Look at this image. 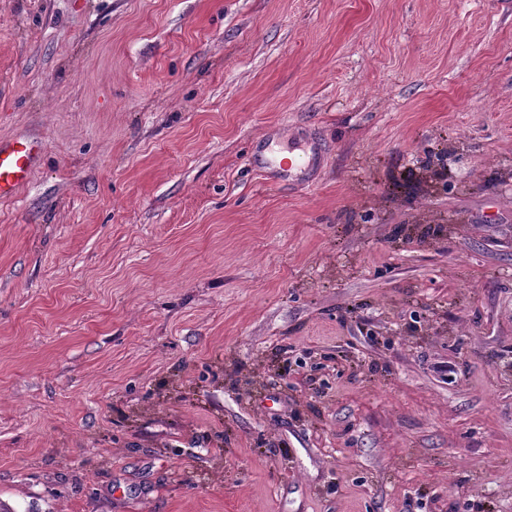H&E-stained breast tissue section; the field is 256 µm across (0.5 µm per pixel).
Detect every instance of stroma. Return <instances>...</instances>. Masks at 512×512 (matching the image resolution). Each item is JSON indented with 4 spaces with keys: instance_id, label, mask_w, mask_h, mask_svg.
<instances>
[{
    "instance_id": "obj_1",
    "label": "stroma",
    "mask_w": 512,
    "mask_h": 512,
    "mask_svg": "<svg viewBox=\"0 0 512 512\" xmlns=\"http://www.w3.org/2000/svg\"><path fill=\"white\" fill-rule=\"evenodd\" d=\"M20 134L11 512H512V0H0Z\"/></svg>"
}]
</instances>
